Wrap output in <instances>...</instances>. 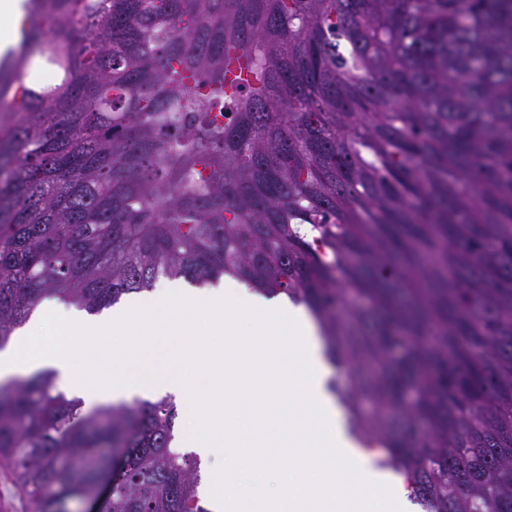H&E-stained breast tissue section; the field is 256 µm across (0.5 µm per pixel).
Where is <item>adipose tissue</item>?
<instances>
[{
	"instance_id": "ef3b65f1",
	"label": "adipose tissue",
	"mask_w": 512,
	"mask_h": 512,
	"mask_svg": "<svg viewBox=\"0 0 512 512\" xmlns=\"http://www.w3.org/2000/svg\"><path fill=\"white\" fill-rule=\"evenodd\" d=\"M315 334L303 307L226 276L167 281L99 314L53 296L0 350V380L48 369L88 406L173 396L191 427L178 447L250 471L205 470L207 512H420L364 469Z\"/></svg>"
}]
</instances>
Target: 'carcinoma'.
Wrapping results in <instances>:
<instances>
[{
  "label": "carcinoma",
  "instance_id": "cac0c4a2",
  "mask_svg": "<svg viewBox=\"0 0 512 512\" xmlns=\"http://www.w3.org/2000/svg\"><path fill=\"white\" fill-rule=\"evenodd\" d=\"M0 65V349L162 278L307 307L422 512H512V0H24ZM253 81L225 89V62ZM42 62L62 74L44 87ZM170 396L0 381L35 512H208ZM89 448H100L97 455Z\"/></svg>",
  "mask_w": 512,
  "mask_h": 512
}]
</instances>
